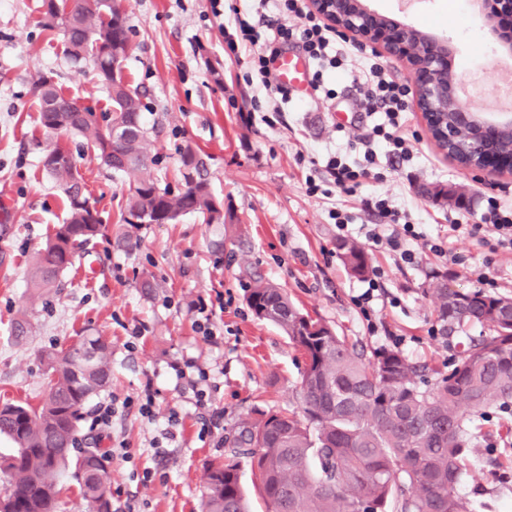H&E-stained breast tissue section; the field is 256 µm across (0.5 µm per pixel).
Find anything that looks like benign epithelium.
I'll return each mask as SVG.
<instances>
[{
	"label": "benign epithelium",
	"instance_id": "benign-epithelium-1",
	"mask_svg": "<svg viewBox=\"0 0 512 512\" xmlns=\"http://www.w3.org/2000/svg\"><path fill=\"white\" fill-rule=\"evenodd\" d=\"M312 9L336 29L351 34L354 39L370 43L385 54L405 61L414 76V103L421 112L435 145L448 160L465 170L512 175V150L504 151L486 145L487 137L499 133L512 134V113L499 112L490 116L465 105L460 82L448 72V59L454 49L445 38L432 36L442 51L423 50L413 42L416 27L398 16L381 14L367 0H309ZM479 12L495 34L502 49L512 54V31L501 35L497 17L512 16V0H479ZM438 106L456 115V122L445 127L433 126L431 109Z\"/></svg>",
	"mask_w": 512,
	"mask_h": 512
}]
</instances>
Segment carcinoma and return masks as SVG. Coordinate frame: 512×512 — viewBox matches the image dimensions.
<instances>
[{"mask_svg":"<svg viewBox=\"0 0 512 512\" xmlns=\"http://www.w3.org/2000/svg\"><path fill=\"white\" fill-rule=\"evenodd\" d=\"M71 0H42L41 24L61 33L64 53L74 64L90 63L111 102V115L99 123L88 107L56 115L47 111L61 96L52 78L33 82L43 127L55 119L60 130L84 138L102 163L122 173L130 186L124 224L131 218L173 213L199 214L208 224L225 223L210 207L206 162L190 144L181 154L177 191L159 188L144 177L149 132L141 124L143 94L114 72L115 43L126 44L125 13L100 0L102 11L70 7ZM118 131V143L106 153V140ZM61 188L67 217L29 263V283L38 295L60 287V277L81 260L101 225L91 223L85 181L75 162L44 165ZM425 192L462 207L464 194L452 187ZM336 250L350 274L369 273V258L357 242L342 239ZM442 333L480 328L448 371L421 384L422 368L400 350H366L338 335L296 307L279 285L256 278L246 296L255 316L277 326L304 357L298 395L301 411L257 412L238 427L230 452L206 466L203 512H251L241 484L240 456L251 459L252 486L265 512H471L458 484L468 473L479 428L467 412L512 406V298L462 291L448 276H434L426 288ZM96 345L89 364L80 354ZM47 390L35 407L6 402L0 406V437L13 448L0 454L4 475L0 512H58L61 479L78 475L79 493L89 512H112L109 457L92 442L80 446L79 423L89 403L112 382V346L97 333L82 331L68 347L47 353ZM56 456L55 463L49 457Z\"/></svg>","mask_w":512,"mask_h":512,"instance_id":"obj_1","label":"carcinoma"}]
</instances>
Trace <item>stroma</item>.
Masks as SVG:
<instances>
[{
	"mask_svg": "<svg viewBox=\"0 0 512 512\" xmlns=\"http://www.w3.org/2000/svg\"><path fill=\"white\" fill-rule=\"evenodd\" d=\"M40 5L0 0V403L37 405L45 389L46 352L72 344L82 330L111 341L112 386L100 402L136 395L147 385L156 393L155 420L121 410L101 433L103 448L122 442L132 452L131 458L111 460L114 504L121 512H201L204 466L223 456L225 440L238 425L258 409H299L303 359L277 327L249 309L252 276L281 284L313 318L364 348L396 344L412 361L441 370L456 357L460 339L435 331L434 304L424 293L432 275L447 274L454 287L468 291L478 289L473 272L483 269L496 282L495 294L512 296V251L490 252L462 231L480 223L488 198L512 208V176L456 166L436 149L419 112H410L404 129L412 161L383 153L354 192L309 193V183L321 182L331 157L362 162V142L383 117L357 107L369 71L353 48L345 69L324 74L332 96L308 87L293 90L280 112H273L255 76L253 51L230 44L226 31L239 15L254 22L277 19V0L259 12L252 0H221L217 17L210 0H121L132 42L125 72L145 95L141 120L150 134L149 175L177 188L181 149L192 144L205 157L213 195L237 218L208 224L188 214L174 224L122 226L129 194L124 177L100 164L82 138L46 132L40 123L31 92L40 75L53 77L98 120L110 110L90 66H73L61 35L40 26ZM371 5L449 39L462 82L501 86L512 80V56L499 50L467 0H420L407 12L400 0ZM55 142L84 174L106 235L64 274L59 291L37 295L27 282L29 258L67 215L42 164ZM425 185L456 187L470 206L458 209L427 198L420 192ZM377 195L405 211L407 223L426 225L428 233L447 239V258L417 242L419 259L407 265L369 242L368 230L391 232L363 207L365 198ZM340 220L382 274L367 315L356 305L366 280L350 276L336 254ZM145 277L154 281L152 290L140 288ZM219 294L228 303L214 316L221 334L210 344L195 332L189 306ZM22 311L35 331L17 340L11 324ZM138 324L145 335L128 347V330ZM182 357L206 370L211 408L223 415L222 430L204 441L192 390L168 367ZM173 410L182 417L177 437L156 454L152 440ZM476 420L482 437L458 491L472 512H512V413L489 408L477 412ZM147 468L159 480L142 483Z\"/></svg>",
	"mask_w": 512,
	"mask_h": 512,
	"instance_id": "35a3bbf8",
	"label": "stroma"
}]
</instances>
